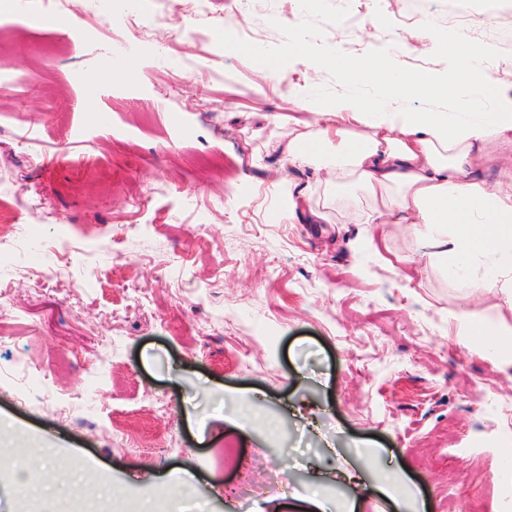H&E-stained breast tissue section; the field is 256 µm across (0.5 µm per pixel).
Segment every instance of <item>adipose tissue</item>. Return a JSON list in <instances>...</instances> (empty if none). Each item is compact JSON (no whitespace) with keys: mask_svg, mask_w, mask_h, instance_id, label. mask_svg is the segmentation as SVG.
I'll return each instance as SVG.
<instances>
[{"mask_svg":"<svg viewBox=\"0 0 512 512\" xmlns=\"http://www.w3.org/2000/svg\"><path fill=\"white\" fill-rule=\"evenodd\" d=\"M441 44L453 61L447 77L399 71L381 58L349 64L337 49L324 50L314 67L335 68L342 92L328 101L315 81L289 84L295 135L281 153L294 165L322 164L336 188L367 192L374 200L368 223L426 225L429 262L445 266L466 256L492 263L496 294L512 307V182L491 185L482 177L488 142L512 146V93L491 91L481 71L490 47L454 36ZM368 85L375 93L366 99ZM410 98L422 109L402 108ZM323 102L328 110L312 128L309 114ZM448 326L466 341L499 340L490 359L512 366V322L504 316L452 311Z\"/></svg>","mask_w":512,"mask_h":512,"instance_id":"adipose-tissue-1","label":"adipose tissue"}]
</instances>
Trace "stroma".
Returning <instances> with one entry per match:
<instances>
[{
	"instance_id": "obj_1",
	"label": "stroma",
	"mask_w": 512,
	"mask_h": 512,
	"mask_svg": "<svg viewBox=\"0 0 512 512\" xmlns=\"http://www.w3.org/2000/svg\"><path fill=\"white\" fill-rule=\"evenodd\" d=\"M131 5L165 31L127 30ZM175 7L112 0L93 19L72 0L69 22L51 25L28 17L53 0H0V477L38 448L32 512L131 495L137 512H236L224 488L245 459L249 512H314V495L325 512L357 496L361 512H396L374 483L395 469L404 512H448V475L481 465L502 493L489 512L512 508L497 454L512 428L494 431L481 400L497 394L512 417V370L448 330L449 311L492 313L495 298L471 293L468 260L428 264L421 225L365 223L360 190L271 151L293 136L272 120L288 93L255 71L292 41L289 18L313 54L415 41L402 70H450L436 38L461 32L492 47L483 70L506 89L512 0H224L223 44L158 50L139 81L113 77V58L178 42ZM88 99L104 124L89 122ZM292 186L306 190L295 209ZM379 230L381 256L368 243ZM58 390L77 394L74 416L53 405Z\"/></svg>"
}]
</instances>
